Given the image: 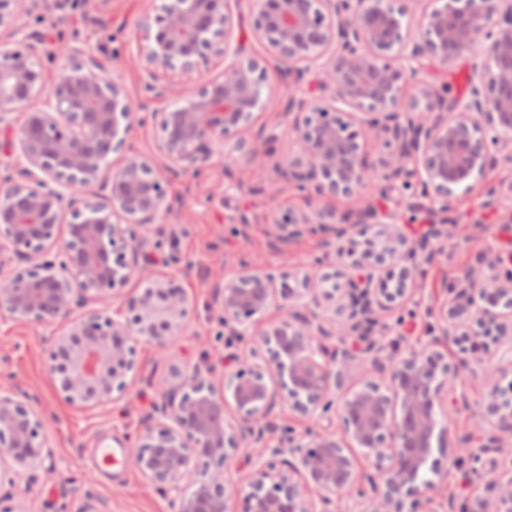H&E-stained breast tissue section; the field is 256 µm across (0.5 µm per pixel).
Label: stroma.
Listing matches in <instances>:
<instances>
[{"mask_svg":"<svg viewBox=\"0 0 512 512\" xmlns=\"http://www.w3.org/2000/svg\"><path fill=\"white\" fill-rule=\"evenodd\" d=\"M161 0H80L71 8L68 0H36L32 12L22 14L17 26L22 32L37 31L49 38L77 37L87 53L102 57L122 79L134 100L147 102L150 110L172 106V98H151L144 86L148 76L139 62L138 23L153 13ZM252 0H242L245 18L234 27L231 40L245 44L252 56L265 59L262 108L248 136L254 150L237 158L231 150L214 151L201 175H185L169 182L172 214L159 216L155 225L161 239L175 241V248L152 253L149 269L173 277L190 301L188 328L173 344L149 341L135 346L138 372L128 392L105 406L82 410L64 402L49 371L46 350L58 324L35 325L0 312V391L24 397L27 404L50 419L49 456L45 469L33 476H20L15 484L0 486L5 506L16 512H173L170 498L162 496L130 461H123L119 474L106 479L94 464L91 450L135 435L152 413L155 403L176 385L174 370L191 375L206 364L215 385L224 381L225 359L231 346L218 341L220 309L214 288L233 278L242 266L302 277L314 257L326 256V273L342 269L344 261L327 251L319 235L301 234L288 244L276 239L273 215L319 208L343 213L350 201L330 200L319 204L288 182H281L278 195L267 194L268 181L293 159L292 118L286 112L288 90L278 63L268 59L256 41L249 13ZM473 60L464 56L448 66L426 64L422 77L433 88L448 87L451 95L467 99L473 79ZM497 188L496 201H489L487 184ZM416 185L398 186L386 196L366 189L380 212L392 213L408 240L420 243L431 234L432 214L415 208ZM437 254L426 264L416 285V294L406 305L377 312L375 336L393 338L403 332L402 348H420L431 340V311L449 303L447 288L452 280L476 267L483 259L512 251V163L498 162L485 182L457 189L443 236L433 243ZM488 361H469L451 380L466 404H447L441 413L448 428L450 451L441 456L440 468L448 478L440 482L439 500L462 501L474 490L469 464L458 462L452 449L458 441L480 450L490 426L484 420L486 404L495 385Z\"/></svg>","mask_w":512,"mask_h":512,"instance_id":"stroma-1","label":"stroma"}]
</instances>
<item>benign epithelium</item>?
I'll use <instances>...</instances> for the list:
<instances>
[{"label":"benign epithelium","mask_w":512,"mask_h":512,"mask_svg":"<svg viewBox=\"0 0 512 512\" xmlns=\"http://www.w3.org/2000/svg\"><path fill=\"white\" fill-rule=\"evenodd\" d=\"M29 0H0V29L14 26ZM233 0H167L139 24L140 62L151 82L146 91L173 94L169 75L192 77L214 56L226 61L217 75L176 94L177 104L148 112L134 102L121 78L73 39L46 41L38 32L22 48L0 45V255L24 266L0 273V310L32 324L65 321L52 337L49 370L67 403L94 409L127 389L136 372L134 345H164L184 334L189 300L172 279L147 277L138 293L125 287L143 275L140 245L154 221L169 214L166 184L199 172L209 144L233 141L242 156L244 137L258 118L265 60L232 45ZM420 8V41L412 36L408 9L396 0H255L253 34L284 67L288 86L319 69L331 101L291 95L288 113L296 159L281 178L317 199H351L380 180L416 177L420 193L451 209L455 189L484 177L497 156L512 162V0H440ZM475 53L470 99L438 92L419 78L423 61L448 65ZM59 63L48 81L43 61ZM418 94L405 98L409 82ZM23 113L18 127L9 115ZM155 124L160 137L152 157L129 144L135 125ZM390 136L391 157L379 169L367 160V134ZM286 244L307 230L340 240L348 228L377 224L375 237L357 250L350 270L326 288L324 257L317 256L301 287L277 283L270 273L244 269L216 287L224 331L239 350L217 391L210 370L190 378L154 407V422L126 440L140 474L171 498L174 512H343L348 498L359 512H512V270L502 276L483 262L450 289L439 335L459 348L452 363L423 347L390 353L381 342L363 354L382 381L364 378L345 386L363 363L347 348L329 350L323 339L369 335L374 309L388 311L411 300L422 274L417 249L398 224L379 220L367 200L340 218L286 211L273 218ZM122 301L126 307L112 309ZM327 314L307 315L298 303ZM93 302L98 307L84 309ZM280 317L261 327L271 308ZM503 350L488 406L495 433L485 450L499 459L488 477L469 455L478 484L460 505L435 500L440 475L434 453L447 449V428L437 409L448 400L454 371L469 355ZM340 392L330 397L331 389ZM313 425L297 436L280 435L257 451L248 492L229 476L249 440L272 432L278 401ZM337 416L341 431L319 422ZM48 422L30 405L0 395V479L43 466ZM371 472H357L355 449Z\"/></svg>","instance_id":"benign-epithelium-1"}]
</instances>
